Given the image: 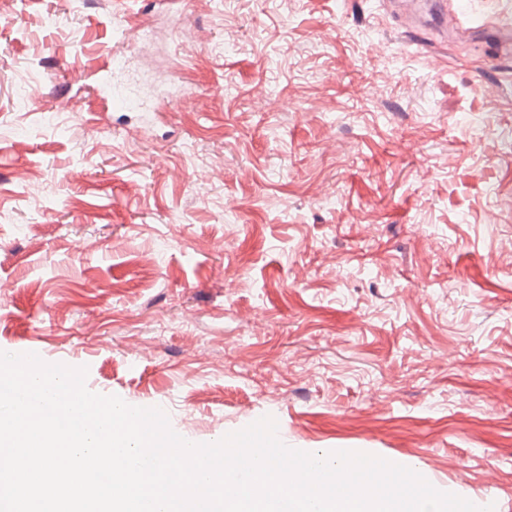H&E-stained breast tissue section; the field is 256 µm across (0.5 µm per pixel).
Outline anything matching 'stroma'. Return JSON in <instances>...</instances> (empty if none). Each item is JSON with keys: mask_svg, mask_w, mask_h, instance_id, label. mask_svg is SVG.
<instances>
[{"mask_svg": "<svg viewBox=\"0 0 512 512\" xmlns=\"http://www.w3.org/2000/svg\"><path fill=\"white\" fill-rule=\"evenodd\" d=\"M59 15L58 29L43 19ZM150 57L192 106L116 112ZM512 57L382 0H19L0 23V350L192 443L270 415L512 512ZM108 66L98 68V85L96 87V94L103 100H110L112 108L122 111H133L139 109L142 104L131 86L122 80L116 79L111 82L105 72Z\"/></svg>", "mask_w": 512, "mask_h": 512, "instance_id": "35a3bbf8", "label": "stroma"}]
</instances>
